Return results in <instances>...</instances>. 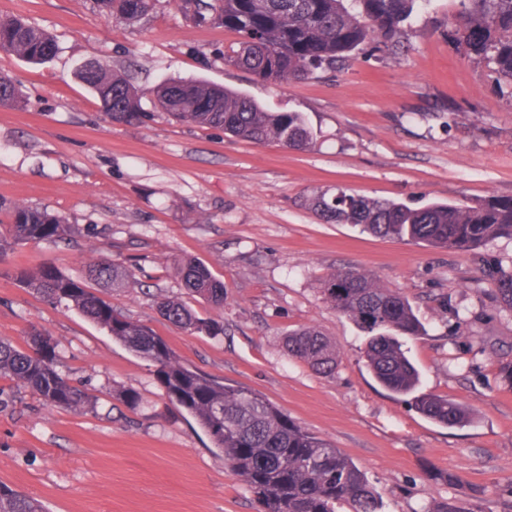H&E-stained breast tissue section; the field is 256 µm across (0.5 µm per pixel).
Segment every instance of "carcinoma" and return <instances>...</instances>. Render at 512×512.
Listing matches in <instances>:
<instances>
[{"mask_svg":"<svg viewBox=\"0 0 512 512\" xmlns=\"http://www.w3.org/2000/svg\"><path fill=\"white\" fill-rule=\"evenodd\" d=\"M160 0H97L103 11L134 28L157 14ZM178 9L197 25L231 31L237 41L217 51L224 63L250 72L275 87L331 69L369 41L391 44L416 0H180ZM449 36L500 77L512 82V0H457ZM0 48L32 64L56 56V38L16 16L0 17ZM111 120L137 123L144 116L142 90L106 63L80 70ZM154 105L173 120L200 128L222 129L237 139L306 148L313 135L300 112H272L246 95L205 81H165L152 90ZM26 95L12 76H0V105L20 106ZM327 224H354L379 238L410 239L459 252L486 243L512 240V198L484 199L474 205L431 203L412 208L394 199L370 198L338 188L308 200ZM0 255L28 242L73 239L81 229L46 208L0 203ZM181 287L209 306L224 308V282L203 262L177 265ZM20 287L42 301L75 310L105 329L112 339L153 362L161 385L175 404L191 415L226 465L254 493L261 512H380L378 498L362 471L340 449L288 418L261 395L225 384L182 362L149 326L112 308L95 288L137 284L135 267L91 262L74 277L49 262L17 267ZM484 280L500 307L512 312V269L496 261ZM322 300L351 319L367 336L365 365L388 391L408 397L426 419L453 427L473 420L460 402L419 391L420 376L403 349L401 336H420L424 325L409 300L382 280L357 271L323 278ZM156 311L169 324L191 334L220 336L224 324L198 316L179 297L159 295ZM288 355L318 374H332L336 346L318 329L288 334ZM0 377L27 388L45 406L92 412L97 399L57 369L51 336L34 327L26 346L0 341ZM0 512H46L37 499L0 485ZM427 512H474L466 500L435 501Z\"/></svg>","mask_w":512,"mask_h":512,"instance_id":"obj_1","label":"carcinoma"}]
</instances>
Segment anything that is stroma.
Listing matches in <instances>:
<instances>
[{
	"label": "stroma",
	"instance_id": "obj_1",
	"mask_svg": "<svg viewBox=\"0 0 512 512\" xmlns=\"http://www.w3.org/2000/svg\"><path fill=\"white\" fill-rule=\"evenodd\" d=\"M455 0H417L395 47L369 42L335 69L277 88L216 58L234 33L186 20L175 0L138 27L95 0H0V15L55 35L40 65L0 53V71L24 87L22 107L0 106V201L44 207L78 225L66 243L30 242L0 257V339L24 346L30 327L52 336L60 370L98 399L95 411L52 409L0 379V484L48 512H258L196 420L166 394L154 363L78 312L41 301L14 267L47 262L79 275L91 261L136 269L138 285L107 298L151 326L192 368L260 393L330 440L364 473L381 512H425L464 499L477 512H512V312L499 310L482 267L512 260L497 239L462 254L325 224L306 207L349 189L421 207L512 198V83L448 38ZM96 59L131 66L136 86L202 79L274 112H300L304 149L257 144L169 120L143 98L141 122L110 121L79 79ZM194 257L224 282V307L197 299L219 337L185 332L157 313L158 295H183L176 266ZM339 269L373 274L400 291L424 335L404 345L424 391L469 406L473 423L445 427L380 386L367 338L321 299ZM451 301L439 312L435 297ZM319 329L340 355L329 376L289 357L284 339ZM139 406L121 401L125 392Z\"/></svg>",
	"mask_w": 512,
	"mask_h": 512
}]
</instances>
